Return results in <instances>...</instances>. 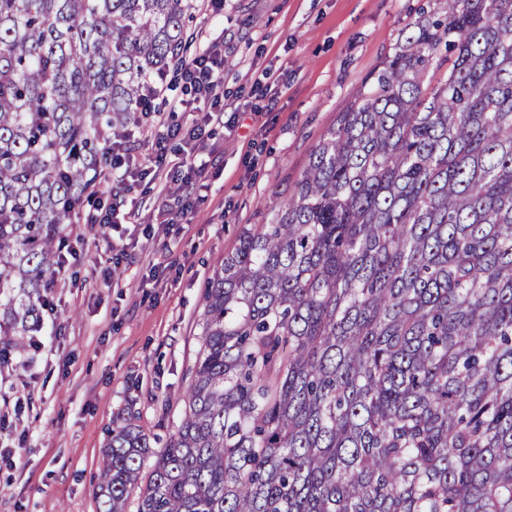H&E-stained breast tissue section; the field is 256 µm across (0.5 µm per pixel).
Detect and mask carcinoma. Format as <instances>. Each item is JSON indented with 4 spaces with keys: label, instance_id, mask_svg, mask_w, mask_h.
I'll return each instance as SVG.
<instances>
[{
    "label": "carcinoma",
    "instance_id": "cac0c4a2",
    "mask_svg": "<svg viewBox=\"0 0 512 512\" xmlns=\"http://www.w3.org/2000/svg\"><path fill=\"white\" fill-rule=\"evenodd\" d=\"M442 2L213 272L181 421L112 431L98 512H512V0ZM191 10L0 0V354Z\"/></svg>",
    "mask_w": 512,
    "mask_h": 512
}]
</instances>
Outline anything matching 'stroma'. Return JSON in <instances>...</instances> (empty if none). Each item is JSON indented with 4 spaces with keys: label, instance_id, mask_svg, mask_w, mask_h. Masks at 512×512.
<instances>
[{
    "label": "stroma",
    "instance_id": "35a3bbf8",
    "mask_svg": "<svg viewBox=\"0 0 512 512\" xmlns=\"http://www.w3.org/2000/svg\"><path fill=\"white\" fill-rule=\"evenodd\" d=\"M440 0H224L188 22L196 54L218 38L224 117L209 126L204 177L165 188L111 184L130 222L66 227L80 257L55 274L41 349L0 370V512H97L110 430L136 414L167 439L199 349L207 283L241 233L287 201L309 155L372 72ZM126 256L109 268V241ZM12 456H5V449Z\"/></svg>",
    "mask_w": 512,
    "mask_h": 512
}]
</instances>
